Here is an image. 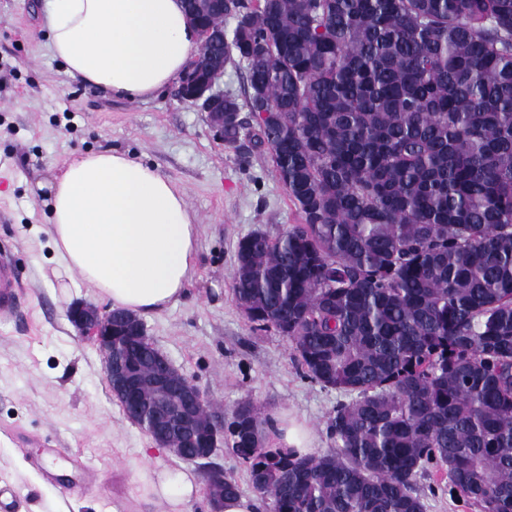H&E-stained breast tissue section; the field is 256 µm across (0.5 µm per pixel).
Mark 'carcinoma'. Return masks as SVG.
Here are the masks:
<instances>
[{
  "instance_id": "1",
  "label": "carcinoma",
  "mask_w": 512,
  "mask_h": 512,
  "mask_svg": "<svg viewBox=\"0 0 512 512\" xmlns=\"http://www.w3.org/2000/svg\"><path fill=\"white\" fill-rule=\"evenodd\" d=\"M224 17L247 80L224 143L268 152L303 216L238 242L234 300L306 377L357 394L322 455L259 447L250 403L224 444L274 512H423L432 463L479 512H512V0H224Z\"/></svg>"
}]
</instances>
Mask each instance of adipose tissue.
Instances as JSON below:
<instances>
[{
	"label": "adipose tissue",
	"instance_id": "adipose-tissue-1",
	"mask_svg": "<svg viewBox=\"0 0 512 512\" xmlns=\"http://www.w3.org/2000/svg\"><path fill=\"white\" fill-rule=\"evenodd\" d=\"M52 52L71 77L126 100H149L178 81L198 49L182 0H45ZM58 266L97 296L136 314L177 306L189 292L200 226L182 190L157 168L115 150L77 155L41 182ZM274 451L310 455L315 435L295 412L273 416ZM169 512L197 495L192 475L150 480Z\"/></svg>",
	"mask_w": 512,
	"mask_h": 512
}]
</instances>
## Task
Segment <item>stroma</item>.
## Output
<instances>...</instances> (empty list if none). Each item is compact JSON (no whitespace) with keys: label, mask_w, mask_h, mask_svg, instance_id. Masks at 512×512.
<instances>
[{"label":"stroma","mask_w":512,"mask_h":512,"mask_svg":"<svg viewBox=\"0 0 512 512\" xmlns=\"http://www.w3.org/2000/svg\"><path fill=\"white\" fill-rule=\"evenodd\" d=\"M45 0H0V256L21 283L20 305L0 317V488L11 512H167L144 472L180 469L207 481L224 469L252 493L247 465L218 451L210 465L161 449L109 391L103 357L78 336L66 307L108 308L81 279L60 287L36 183L48 161L115 149L157 167L184 192L200 224L187 297L144 317L152 342L230 415L250 403L263 415L294 411L313 428L316 453L334 448L328 421L349 396L306 378L290 341L259 330L233 298L235 248L261 230L278 235L301 216L268 155L214 138L204 112L172 90L131 102L82 86L55 58ZM425 512H476L450 491L445 472L419 478Z\"/></svg>","instance_id":"obj_1"}]
</instances>
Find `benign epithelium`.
Listing matches in <instances>:
<instances>
[{"label":"benign epithelium","mask_w":512,"mask_h":512,"mask_svg":"<svg viewBox=\"0 0 512 512\" xmlns=\"http://www.w3.org/2000/svg\"><path fill=\"white\" fill-rule=\"evenodd\" d=\"M197 7L217 16V27L198 28L200 48L175 89L179 101L189 102L206 115L207 123L219 138H224V55H217L213 48H224V0H195ZM66 317L79 336L93 341L104 360L105 378L113 397L122 407L127 418L141 426L144 413L152 418L145 432L159 448H165L188 462L208 461L212 454L186 455L187 448L198 440L211 442L218 447L224 438V416L209 410L206 394L186 377L172 361L149 339L144 323L137 316L122 310H101L97 306L75 301L66 310ZM117 336H135L139 341V354L143 363L154 371L147 375L140 366L116 358L114 345ZM148 386L152 391L150 404H144L139 390ZM207 495L213 512L224 500V477L215 475L208 482Z\"/></svg>","instance_id":"1"}]
</instances>
